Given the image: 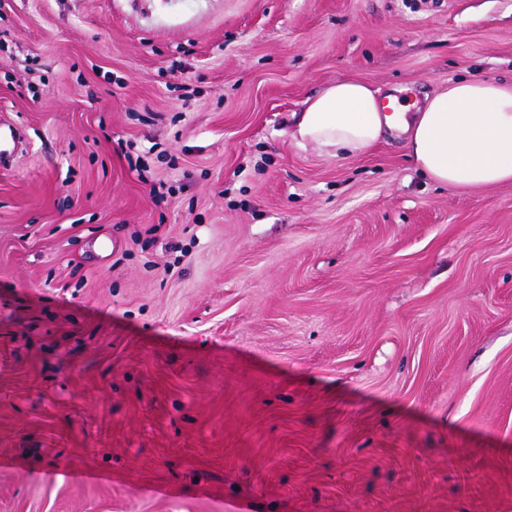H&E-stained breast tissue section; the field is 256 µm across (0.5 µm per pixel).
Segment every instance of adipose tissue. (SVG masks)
Segmentation results:
<instances>
[{"mask_svg": "<svg viewBox=\"0 0 512 512\" xmlns=\"http://www.w3.org/2000/svg\"><path fill=\"white\" fill-rule=\"evenodd\" d=\"M394 130L404 134L415 167L440 185L512 183V79L449 80L413 113L398 98L382 102L364 82L339 81L307 100L292 137L346 158L367 153Z\"/></svg>", "mask_w": 512, "mask_h": 512, "instance_id": "ef3b65f1", "label": "adipose tissue"}]
</instances>
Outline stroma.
Returning <instances> with one entry per match:
<instances>
[{"mask_svg": "<svg viewBox=\"0 0 512 512\" xmlns=\"http://www.w3.org/2000/svg\"><path fill=\"white\" fill-rule=\"evenodd\" d=\"M469 75L512 0H0V512H512V183L291 137Z\"/></svg>", "mask_w": 512, "mask_h": 512, "instance_id": "1", "label": "stroma"}]
</instances>
